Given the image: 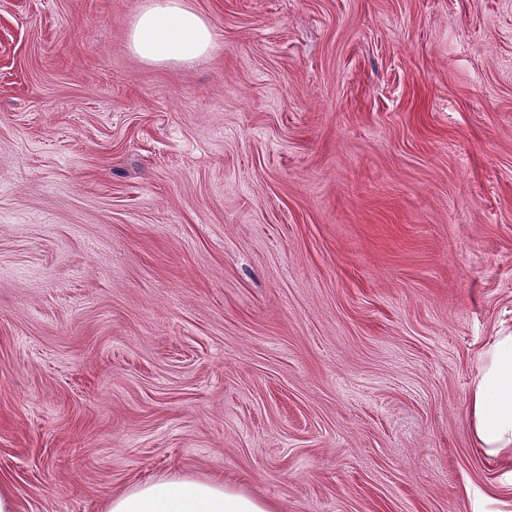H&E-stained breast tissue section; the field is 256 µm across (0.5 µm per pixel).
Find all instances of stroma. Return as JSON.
<instances>
[{"label": "stroma", "instance_id": "obj_1", "mask_svg": "<svg viewBox=\"0 0 512 512\" xmlns=\"http://www.w3.org/2000/svg\"><path fill=\"white\" fill-rule=\"evenodd\" d=\"M0 0V480L103 512L221 476L278 512H512L475 448L512 328V0ZM183 1H145L128 31L127 46L134 56L148 64L187 63L213 50L209 22Z\"/></svg>", "mask_w": 512, "mask_h": 512}]
</instances>
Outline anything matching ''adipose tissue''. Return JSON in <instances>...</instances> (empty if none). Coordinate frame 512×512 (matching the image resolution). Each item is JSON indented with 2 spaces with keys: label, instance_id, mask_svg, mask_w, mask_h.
Wrapping results in <instances>:
<instances>
[{
  "label": "adipose tissue",
  "instance_id": "adipose-tissue-1",
  "mask_svg": "<svg viewBox=\"0 0 512 512\" xmlns=\"http://www.w3.org/2000/svg\"><path fill=\"white\" fill-rule=\"evenodd\" d=\"M127 46L149 64L187 63L208 55L214 34L184 0H145L130 24ZM470 395L471 434L492 460L512 456V331H500L481 354ZM105 512H276L259 495L206 476L153 479L112 497Z\"/></svg>",
  "mask_w": 512,
  "mask_h": 512
}]
</instances>
